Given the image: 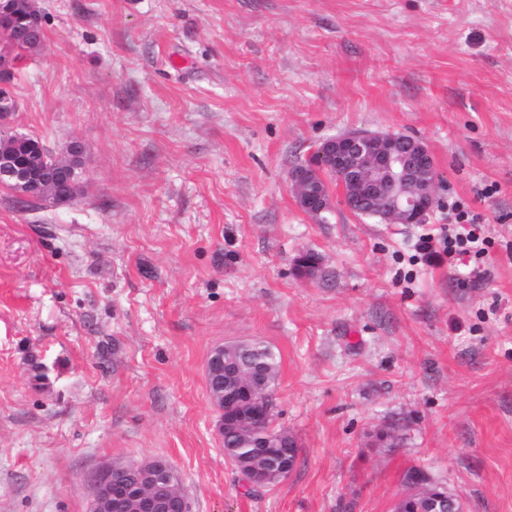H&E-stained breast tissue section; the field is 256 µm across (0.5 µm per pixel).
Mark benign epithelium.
<instances>
[{
  "mask_svg": "<svg viewBox=\"0 0 512 512\" xmlns=\"http://www.w3.org/2000/svg\"><path fill=\"white\" fill-rule=\"evenodd\" d=\"M404 136L395 133L373 132L364 129L345 131L321 142L319 158L323 167L349 180L355 194L362 200L379 204L391 200L388 219L391 224H424L435 207L436 165L428 146L421 140L406 145ZM87 149L83 142L73 140L64 155H51V163L40 170L38 186L53 190L58 205L71 203L75 197L74 181L62 176L70 171L69 159L83 160ZM17 176V167L10 150L0 147V180ZM289 182L298 207L316 218L336 208L332 193L311 189L306 169L289 173ZM224 406L245 407L254 422L267 417L268 396L254 393L243 385L223 394ZM156 470L169 472L166 488L152 482L144 470L139 490L131 493L115 476L123 466L104 467L87 479L90 491V512H188L187 501L177 475L168 462L157 460Z\"/></svg>",
  "mask_w": 512,
  "mask_h": 512,
  "instance_id": "1",
  "label": "benign epithelium"
}]
</instances>
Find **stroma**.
<instances>
[{"mask_svg":"<svg viewBox=\"0 0 512 512\" xmlns=\"http://www.w3.org/2000/svg\"><path fill=\"white\" fill-rule=\"evenodd\" d=\"M37 7L10 126L88 155L65 206L0 184V512H88L90 473L156 458L192 512H392L413 467L512 512V0ZM350 129L429 146L428 223L300 210L291 169ZM455 199L491 239L479 282L412 260ZM305 250L325 278L297 275ZM257 340L299 453L249 493L205 364ZM3 183L15 192L16 196L14 201L21 210L29 211L40 209L42 208L43 203L55 206L54 201L50 200L48 193L42 196L35 194V184H33L29 179L24 183H19L15 180H9Z\"/></svg>","mask_w":512,"mask_h":512,"instance_id":"stroma-1","label":"stroma"}]
</instances>
